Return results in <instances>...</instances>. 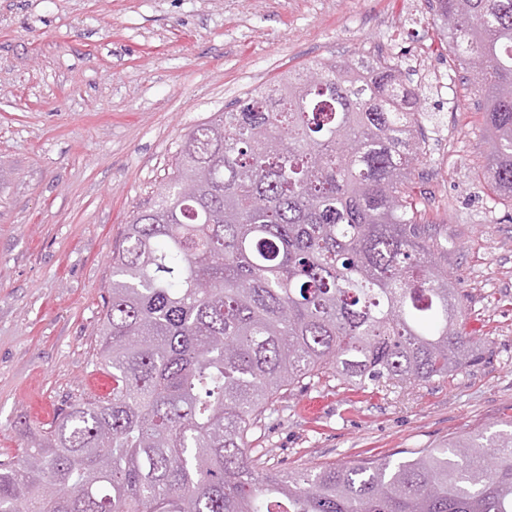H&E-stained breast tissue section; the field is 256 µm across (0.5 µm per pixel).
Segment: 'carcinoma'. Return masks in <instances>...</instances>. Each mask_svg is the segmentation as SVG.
I'll return each instance as SVG.
<instances>
[{"label": "carcinoma", "instance_id": "cac0c4a2", "mask_svg": "<svg viewBox=\"0 0 512 512\" xmlns=\"http://www.w3.org/2000/svg\"><path fill=\"white\" fill-rule=\"evenodd\" d=\"M428 2L512 199V0ZM312 69L322 82L288 74L184 135L112 256L96 353L111 392L0 462V512H512V432L313 473L250 448L306 380L396 387L475 359L448 239L412 191L409 73L384 57Z\"/></svg>", "mask_w": 512, "mask_h": 512}]
</instances>
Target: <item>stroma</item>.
I'll return each mask as SVG.
<instances>
[{
	"instance_id": "1",
	"label": "stroma",
	"mask_w": 512,
	"mask_h": 512,
	"mask_svg": "<svg viewBox=\"0 0 512 512\" xmlns=\"http://www.w3.org/2000/svg\"><path fill=\"white\" fill-rule=\"evenodd\" d=\"M378 54L421 93L413 187L479 358L389 390L321 379L267 409L250 445L300 471L512 430V200L428 0H0V459L40 433L36 410L107 393L93 360L112 253L184 135L285 72Z\"/></svg>"
}]
</instances>
